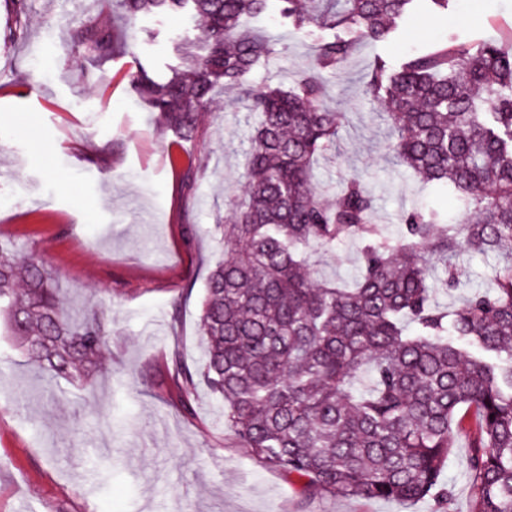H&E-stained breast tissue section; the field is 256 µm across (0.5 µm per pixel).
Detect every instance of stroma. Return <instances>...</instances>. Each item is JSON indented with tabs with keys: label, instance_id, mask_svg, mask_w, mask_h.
<instances>
[{
	"label": "stroma",
	"instance_id": "35a3bbf8",
	"mask_svg": "<svg viewBox=\"0 0 512 512\" xmlns=\"http://www.w3.org/2000/svg\"><path fill=\"white\" fill-rule=\"evenodd\" d=\"M113 32L105 60L71 36L87 22ZM269 61L249 87H290L332 30L295 31L277 4L260 19ZM512 27V0H454L447 15L416 18L385 47L364 46L326 74V102L345 112L318 181L362 176L376 212L398 234L412 208L437 190L395 165L389 129L364 92L376 55L399 61L436 43L475 42ZM190 10L129 18L98 0H31L16 23L0 0V240L40 261L74 319L111 321L93 383L77 387L36 373L0 335V512H470L468 430L440 476L449 501L310 499L299 483L251 455L220 421L205 385L182 391L167 369L173 353L199 362V314L221 252L217 219L239 201L235 185L255 122L234 89L216 88L194 140L164 128L130 83L138 65L166 75L183 66L176 43L193 40ZM465 277L440 305L484 288L493 257L465 253ZM193 415H184L182 401Z\"/></svg>",
	"mask_w": 512,
	"mask_h": 512
}]
</instances>
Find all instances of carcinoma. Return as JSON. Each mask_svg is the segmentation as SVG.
I'll list each match as a JSON object with an SVG mask.
<instances>
[{
    "label": "carcinoma",
    "instance_id": "carcinoma-1",
    "mask_svg": "<svg viewBox=\"0 0 512 512\" xmlns=\"http://www.w3.org/2000/svg\"><path fill=\"white\" fill-rule=\"evenodd\" d=\"M268 2L99 0L130 16L188 7L199 20L196 42L175 46L189 69L158 80L142 67L132 79L185 140L216 86L241 87L268 60L265 30L252 25ZM448 2L279 0L296 27L342 34L314 46L291 88L245 90L257 123L243 197L214 227L224 253L206 280L202 362L177 352L169 361L180 386L203 383L223 400L224 427L242 447L312 498L449 499L439 477L470 418L471 512H512V34L451 39L396 64L377 56L365 82L393 159L475 219L450 224L438 206L416 208L394 237L359 176L340 182L334 202L314 180L345 119L324 105V74ZM74 42L95 58L116 49L95 25ZM341 242L360 255L349 283L319 270ZM469 252L497 257L486 289L453 310L435 306ZM0 320L37 371L71 383H88L107 348L104 315L72 320L43 266L1 243Z\"/></svg>",
    "mask_w": 512,
    "mask_h": 512
}]
</instances>
